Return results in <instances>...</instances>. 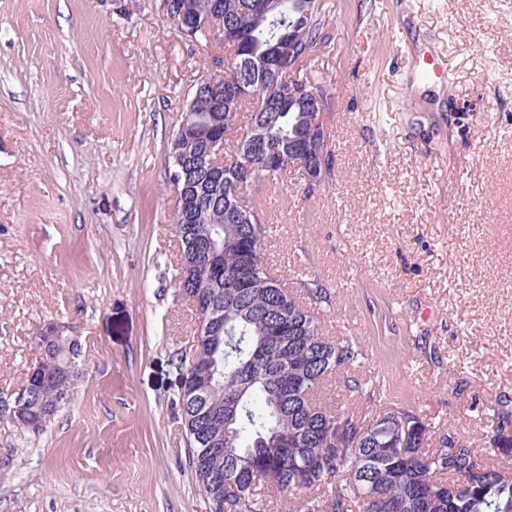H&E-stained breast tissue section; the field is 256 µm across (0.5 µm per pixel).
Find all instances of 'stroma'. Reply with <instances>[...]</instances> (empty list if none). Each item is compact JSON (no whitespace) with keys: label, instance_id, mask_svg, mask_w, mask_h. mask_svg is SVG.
Here are the masks:
<instances>
[{"label":"stroma","instance_id":"1","mask_svg":"<svg viewBox=\"0 0 512 512\" xmlns=\"http://www.w3.org/2000/svg\"><path fill=\"white\" fill-rule=\"evenodd\" d=\"M331 177L255 197L269 266L336 299L385 398L485 445L512 400V0H321ZM444 79L419 64L428 48ZM228 50L160 0H0V400L47 322L84 374L38 433L0 418V512H206L181 421L169 144Z\"/></svg>","mask_w":512,"mask_h":512}]
</instances>
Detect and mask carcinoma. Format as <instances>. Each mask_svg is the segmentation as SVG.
I'll return each instance as SVG.
<instances>
[{"label":"carcinoma","instance_id":"carcinoma-1","mask_svg":"<svg viewBox=\"0 0 512 512\" xmlns=\"http://www.w3.org/2000/svg\"><path fill=\"white\" fill-rule=\"evenodd\" d=\"M172 20L192 9L193 28L182 37L207 52L217 40L211 27H233L246 36L255 55L275 43L278 32L296 23L303 31L291 58L281 62L279 82L271 84L253 65L224 68V85L201 76L191 96L188 131L169 146L171 182L178 185L173 216L178 238V287L190 303L203 294L219 321L209 324L195 314L196 342L212 348L221 375L205 392L195 391L205 365L181 359L179 396L189 457L211 512H272V495L288 497V512H512V472L494 459L512 460V421L499 409L487 424L488 448L481 452L450 444L452 435L426 423L415 412L386 406L352 374L361 349L353 340H333L320 329L321 306L331 292L317 281L301 283L298 293L271 274L266 260L271 227L263 211L247 205L250 221L232 220L234 195L288 174L286 163L252 159L253 177L234 163L210 177L203 161L208 143L224 141V155L245 150L244 136L254 128L283 142H313L306 92L321 90L308 77L316 49L325 45L320 0H282L283 15L271 23L263 0H166ZM253 81L278 98L277 111L247 102H225L224 86ZM295 92L287 94L288 88ZM248 119L239 124V114ZM194 239L213 244L210 254L189 248ZM255 268L247 285L237 281L242 263ZM80 339L68 333L45 348V368L56 385L23 395L27 405L50 421L73 394L80 377ZM338 377L348 392L363 395L365 407L331 408L319 402L324 383ZM380 408L383 424L356 439L345 432L332 443L338 421L348 423ZM475 469L483 480H470ZM237 479L238 493L224 495V481Z\"/></svg>","mask_w":512,"mask_h":512}]
</instances>
